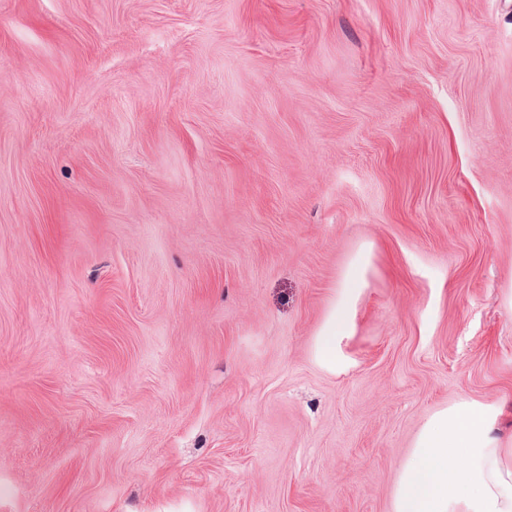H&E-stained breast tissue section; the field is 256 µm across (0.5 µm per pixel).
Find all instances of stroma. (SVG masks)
Here are the masks:
<instances>
[{"mask_svg": "<svg viewBox=\"0 0 512 512\" xmlns=\"http://www.w3.org/2000/svg\"><path fill=\"white\" fill-rule=\"evenodd\" d=\"M463 399L512 403V0H0V512H392ZM358 281L355 274L349 275L343 286L344 301L332 308L324 325L321 327L315 339V352L318 360L328 366L336 367V363L341 361L339 353L340 342L349 336L350 316L348 302L358 291Z\"/></svg>", "mask_w": 512, "mask_h": 512, "instance_id": "1", "label": "stroma"}]
</instances>
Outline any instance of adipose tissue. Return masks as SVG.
Instances as JSON below:
<instances>
[{"mask_svg":"<svg viewBox=\"0 0 512 512\" xmlns=\"http://www.w3.org/2000/svg\"><path fill=\"white\" fill-rule=\"evenodd\" d=\"M348 276L343 292L356 293ZM345 303L332 308L315 339L318 360L339 363L340 342L350 331ZM505 404L461 400L422 423L402 462L393 494V512H512V438L499 425Z\"/></svg>","mask_w":512,"mask_h":512,"instance_id":"1","label":"adipose tissue"}]
</instances>
